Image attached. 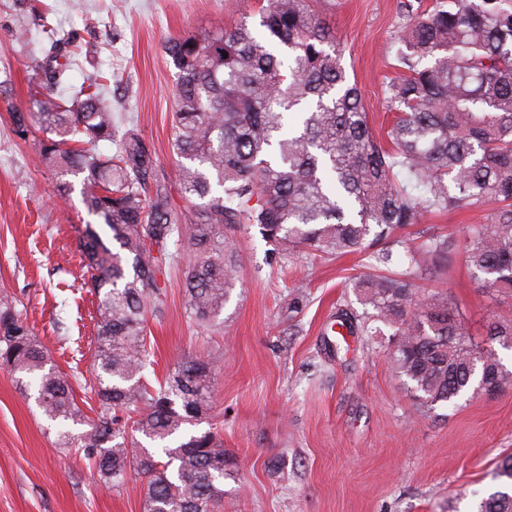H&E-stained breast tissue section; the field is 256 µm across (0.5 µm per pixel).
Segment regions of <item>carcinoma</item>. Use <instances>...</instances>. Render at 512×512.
<instances>
[{
  "label": "carcinoma",
  "instance_id": "carcinoma-1",
  "mask_svg": "<svg viewBox=\"0 0 512 512\" xmlns=\"http://www.w3.org/2000/svg\"><path fill=\"white\" fill-rule=\"evenodd\" d=\"M314 0H267L259 29L172 38L177 70L172 152L187 208L172 207L170 183L133 127H121L86 75L66 96L60 58L71 42L49 23L46 61L36 70L30 108L10 114L17 138L32 140L42 166L67 199L81 179L96 225L79 238L83 268L98 297L94 378L98 407L87 416L70 375L51 364L14 297L0 293V369L42 414L85 425L61 446L88 461L95 482L119 488L134 470L146 483L143 512H213L224 499V442L202 424L211 408L216 364L184 356L165 380L145 382L148 318L159 307L162 267L188 258L186 314L215 326L234 285L238 232L256 226L278 254L365 251L420 223L426 211L494 205L491 221L468 229L463 257L476 280L512 295V0H402L397 67L387 87L395 117L386 139L372 132L360 90L341 63L343 47ZM228 57H223V54ZM115 146L111 154L95 147ZM456 243L431 237L411 253L412 272L358 278L364 316L392 329L391 368L416 412L427 415L474 394V366L512 369L472 343L460 312L439 294L416 296L412 277L447 263ZM490 336H512V314L490 319ZM159 445L128 441V432ZM479 512H512V490L485 497Z\"/></svg>",
  "mask_w": 512,
  "mask_h": 512
}]
</instances>
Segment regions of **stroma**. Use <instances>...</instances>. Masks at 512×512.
Listing matches in <instances>:
<instances>
[{
	"instance_id": "35a3bbf8",
	"label": "stroma",
	"mask_w": 512,
	"mask_h": 512,
	"mask_svg": "<svg viewBox=\"0 0 512 512\" xmlns=\"http://www.w3.org/2000/svg\"><path fill=\"white\" fill-rule=\"evenodd\" d=\"M260 7L261 0H0V290L27 311L63 371L87 377L93 369L97 300L78 248L93 218L80 189L56 201V175L39 164L33 142L11 131L10 114L28 108L34 67L47 52L42 22L92 47L76 56L70 85L100 72L115 116L137 126L173 181L177 75L164 43L256 21ZM314 7L346 48L372 130L385 134L400 0ZM490 217L487 207L425 214L393 246L395 270L430 236L460 242ZM239 250L221 325L203 330L188 320L182 261L161 275L163 315L148 323L149 382L187 354L217 362L208 421L228 452L223 512H477L503 484L498 460L512 454V388L418 416L388 363L389 328L374 340L337 333L338 309L364 310L353 283L371 274L368 253L283 258L254 226L242 229ZM418 285L447 296L479 344L489 319L512 310V297L478 284L458 253ZM60 432L0 370V512H143L139 476L119 489L95 485L86 461L60 448Z\"/></svg>"
}]
</instances>
